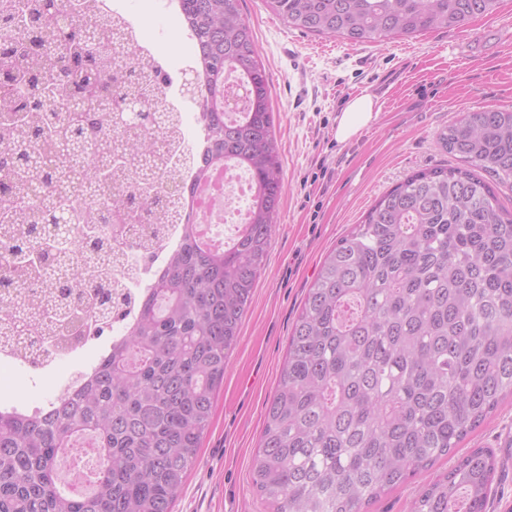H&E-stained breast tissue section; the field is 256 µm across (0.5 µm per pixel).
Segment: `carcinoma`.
<instances>
[{
	"instance_id": "carcinoma-1",
	"label": "carcinoma",
	"mask_w": 512,
	"mask_h": 512,
	"mask_svg": "<svg viewBox=\"0 0 512 512\" xmlns=\"http://www.w3.org/2000/svg\"><path fill=\"white\" fill-rule=\"evenodd\" d=\"M290 27L351 44L459 27L493 14L500 0H266ZM197 47L188 92L204 123L195 184L231 162L255 186L248 223L228 249L204 246L181 194L132 193L129 205L183 204L182 242L167 268L135 300L125 335L98 360L91 379L47 414L0 410V512H172L207 430L229 351L275 232L285 189L269 74L240 0H180ZM8 29L3 58L24 63L32 93L7 95L0 110V218L30 216L26 236L0 245V305L30 287L32 268L50 288L44 317L79 329L78 305L93 300L102 323L130 297L85 272L61 270L36 234L49 212L70 213L89 262L109 265L112 236L147 253L139 229H112L106 204L93 207L102 173L133 168L157 152L112 126V98L156 96L161 70L126 65L112 18L89 17L81 0H0ZM241 82L248 93L234 124L215 106ZM82 102L53 112L50 101ZM165 113L148 109L137 127ZM436 143L460 162L422 169L384 193L325 256L294 323L276 390L266 404L253 486L270 512H365L392 488L452 456L512 397V210L497 195L512 184V110L463 113ZM31 336L13 307L0 333ZM87 439L101 465L92 489L81 474L57 484V463ZM491 448H473L428 482L410 512H487L497 481Z\"/></svg>"
}]
</instances>
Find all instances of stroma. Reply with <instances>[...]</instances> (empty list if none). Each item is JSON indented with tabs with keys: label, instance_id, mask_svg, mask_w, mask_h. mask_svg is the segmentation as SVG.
I'll return each instance as SVG.
<instances>
[{
	"label": "stroma",
	"instance_id": "obj_1",
	"mask_svg": "<svg viewBox=\"0 0 512 512\" xmlns=\"http://www.w3.org/2000/svg\"><path fill=\"white\" fill-rule=\"evenodd\" d=\"M161 2L121 0L163 68L180 81L192 80L184 68L192 41L183 20ZM240 6L270 77L285 192L210 425L174 512H269L253 488L254 457L266 403L320 262L406 176L453 165L436 135L456 113L512 108V0L457 28L361 45L290 27L265 0H241ZM366 89L380 98L377 119L357 138L338 142L337 116ZM462 446L492 448L504 459L489 512H512V400ZM452 465L449 458L437 461L370 512H408L423 485Z\"/></svg>",
	"mask_w": 512,
	"mask_h": 512
}]
</instances>
